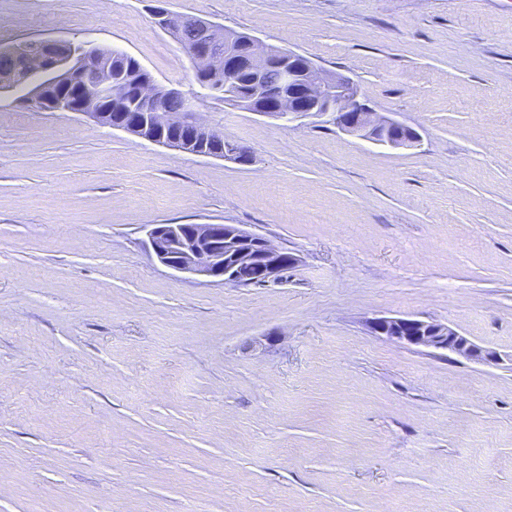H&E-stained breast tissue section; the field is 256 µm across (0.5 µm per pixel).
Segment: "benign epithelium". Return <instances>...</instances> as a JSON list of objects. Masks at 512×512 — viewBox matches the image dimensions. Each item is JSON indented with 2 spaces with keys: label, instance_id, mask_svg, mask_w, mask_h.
<instances>
[{
  "label": "benign epithelium",
  "instance_id": "1",
  "mask_svg": "<svg viewBox=\"0 0 512 512\" xmlns=\"http://www.w3.org/2000/svg\"><path fill=\"white\" fill-rule=\"evenodd\" d=\"M156 2L152 20L158 29L173 35L192 23L209 36L183 50L195 74L226 104L252 111L249 96L233 90L237 51L243 47L256 73L267 68L279 72L274 85L254 84L253 94L272 101L271 109H259L258 114L287 122L313 114L328 115L341 131L390 147H412L420 141L414 129L406 140L393 136V131L405 124L369 107L352 79L326 71L310 58L302 65L298 63L300 54L204 18L173 13L164 0ZM212 40L224 41L223 55H211ZM34 44V52L27 51L26 41L0 46V91L22 89L19 100L24 105L44 112H72L184 153L241 166L252 163L251 151L208 126L191 109L182 91L158 81L148 70L139 68L136 78L126 81L112 73L98 47L54 39H38ZM174 100L180 102L176 112L168 109ZM147 238L151 254L163 266L226 285L276 280L287 265L297 261L293 254L238 224H149ZM371 328L407 345L447 350L483 363L498 360L494 349L479 346L443 324L380 317L372 321Z\"/></svg>",
  "mask_w": 512,
  "mask_h": 512
}]
</instances>
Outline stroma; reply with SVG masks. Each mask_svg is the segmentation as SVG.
<instances>
[{
    "label": "stroma",
    "mask_w": 512,
    "mask_h": 512,
    "mask_svg": "<svg viewBox=\"0 0 512 512\" xmlns=\"http://www.w3.org/2000/svg\"><path fill=\"white\" fill-rule=\"evenodd\" d=\"M152 0H0V44L138 59L252 165L0 92V512H512V0H166L355 80L393 149L201 89ZM299 261L224 285L149 224ZM448 325L486 365L377 335ZM147 238L151 254L163 266L224 285L264 284L286 270L287 255L288 267L297 261L238 224H149ZM244 273L249 281H243Z\"/></svg>",
    "instance_id": "obj_1"
}]
</instances>
